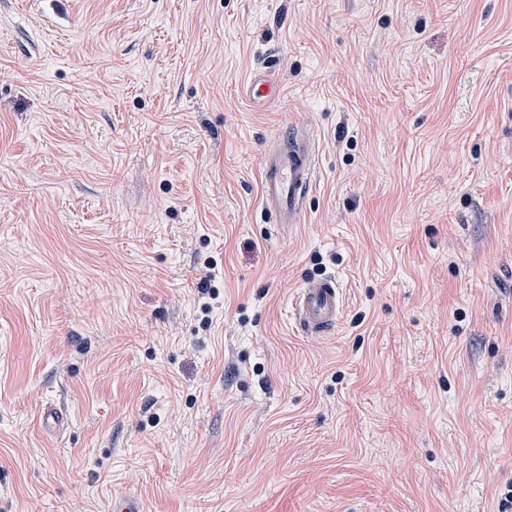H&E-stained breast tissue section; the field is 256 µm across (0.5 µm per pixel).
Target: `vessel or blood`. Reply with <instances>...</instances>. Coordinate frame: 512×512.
<instances>
[{
  "mask_svg": "<svg viewBox=\"0 0 512 512\" xmlns=\"http://www.w3.org/2000/svg\"><path fill=\"white\" fill-rule=\"evenodd\" d=\"M242 92L252 111L261 112L281 98L283 88L272 62L248 73ZM319 141L315 130L304 123L289 126L265 151L259 174V194L264 212L276 224H299L317 179ZM345 311L344 293L332 275L308 276L297 289L289 309L293 332L307 340L334 334ZM46 431L55 435L67 428L57 405L41 412Z\"/></svg>",
  "mask_w": 512,
  "mask_h": 512,
  "instance_id": "1",
  "label": "vessel or blood"
}]
</instances>
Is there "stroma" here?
<instances>
[{
  "label": "stroma",
  "mask_w": 512,
  "mask_h": 512,
  "mask_svg": "<svg viewBox=\"0 0 512 512\" xmlns=\"http://www.w3.org/2000/svg\"><path fill=\"white\" fill-rule=\"evenodd\" d=\"M298 122L320 178L276 231L258 175ZM321 272L345 313L308 342ZM128 492L512 512V0H0V512ZM242 92L254 112L264 111L270 103L282 97L283 88L275 76L270 56L263 66L248 73L242 84ZM343 288L333 275L303 279L289 309L293 332L307 340H322L336 331L343 318ZM41 421L45 430L59 435L67 428V420L60 408L55 404L46 405L41 412Z\"/></svg>",
  "instance_id": "35a3bbf8"
}]
</instances>
